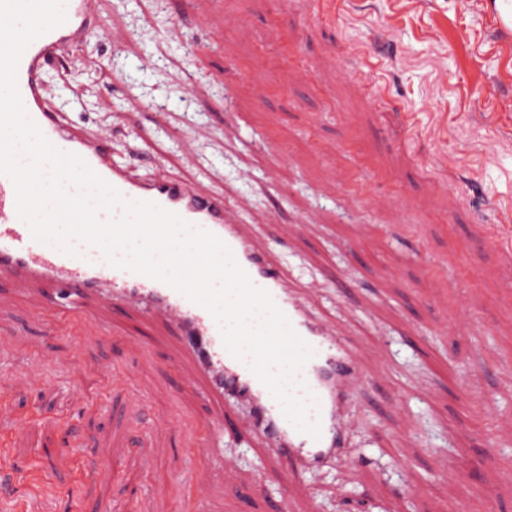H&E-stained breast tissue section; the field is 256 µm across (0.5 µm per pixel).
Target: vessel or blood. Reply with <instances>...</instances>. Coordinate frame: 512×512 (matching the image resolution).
Segmentation results:
<instances>
[{
    "label": "vessel or blood",
    "instance_id": "1",
    "mask_svg": "<svg viewBox=\"0 0 512 512\" xmlns=\"http://www.w3.org/2000/svg\"><path fill=\"white\" fill-rule=\"evenodd\" d=\"M487 30L494 42L512 54V0H478ZM66 20L46 31L23 51L16 72L17 88L28 117L59 151L74 154L126 200L151 202L182 220L218 237L250 281L265 290L285 314L294 332L310 350L297 374L298 397L314 394L315 407L308 418L319 425L318 435L299 431L285 416L280 401L253 373L248 363L225 346L211 313L168 283L109 264L97 248L83 245L78 255L36 241L17 210L12 179L0 173V272H20L32 278H56L46 294V307L68 312L69 299L95 292L103 307L130 300L148 303L162 313L173 328L188 339V347L209 378L213 394L233 393L255 414L260 434L273 440L279 456L286 458L289 478L322 466L342 454V411L363 383L350 338L335 335L314 317L296 294L286 273L270 264L265 253L239 232L238 220L229 218L223 198L196 192L174 180H145L129 167L113 163L108 136L88 139L58 117L43 85L50 61L84 42L98 29L95 0H63ZM485 243L512 248V216L501 214L497 223L476 233Z\"/></svg>",
    "mask_w": 512,
    "mask_h": 512
}]
</instances>
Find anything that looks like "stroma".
Here are the masks:
<instances>
[{"label":"stroma","mask_w":512,"mask_h":512,"mask_svg":"<svg viewBox=\"0 0 512 512\" xmlns=\"http://www.w3.org/2000/svg\"><path fill=\"white\" fill-rule=\"evenodd\" d=\"M391 2L321 20L298 0H215L199 14L186 0H97L99 30L44 74L64 120L109 135L113 162L223 197L311 311L354 340L365 381L345 410L344 458L285 481L248 406L202 382L176 392L197 368L163 319L79 297L66 325L29 282L4 278L0 402L24 424L0 512L46 481L60 490L51 512H196L176 481L187 467L211 484L203 512H336L345 498L353 512H512V428L499 423L512 415V297L497 290L512 254L472 239L494 206L512 208V84L491 80L473 0L397 14ZM385 24L396 51L373 64L396 87L375 101L356 54ZM489 95L499 109L479 119ZM452 316L463 324L442 330ZM126 335L147 355L128 353ZM40 359L51 379L34 386ZM116 373L161 422L150 466L135 456L140 425L112 421ZM221 416L234 419L221 446L191 448L185 423L202 433ZM116 457L122 473L102 483L97 465Z\"/></svg>","instance_id":"1"}]
</instances>
